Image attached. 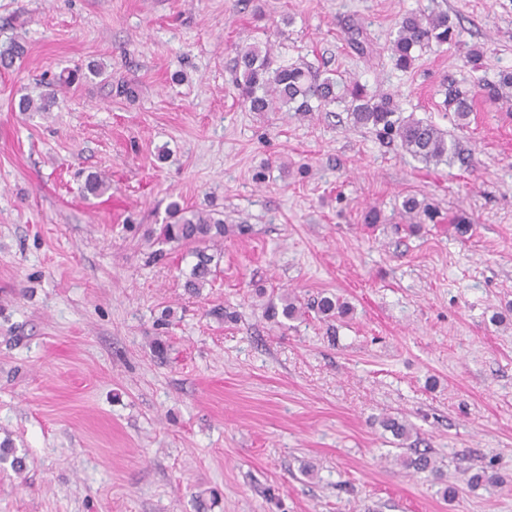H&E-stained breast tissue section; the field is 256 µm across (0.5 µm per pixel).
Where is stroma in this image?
Returning <instances> with one entry per match:
<instances>
[{"label":"stroma","instance_id":"1","mask_svg":"<svg viewBox=\"0 0 512 512\" xmlns=\"http://www.w3.org/2000/svg\"><path fill=\"white\" fill-rule=\"evenodd\" d=\"M428 5L461 41L397 69V24ZM14 36L0 442L25 467L0 462V512H512V103L478 99L461 127L441 93L512 71V0H0V44ZM266 38L392 94L459 159L422 162L353 126L343 102L246 111L235 48ZM92 61L104 75L50 111H15ZM93 173L99 197L84 192ZM407 197L428 214L406 213ZM174 200L226 228L196 295L188 249L149 235ZM285 293L349 311L268 321ZM386 417L412 425L442 480L402 465ZM482 470L496 484L469 486Z\"/></svg>","mask_w":512,"mask_h":512}]
</instances>
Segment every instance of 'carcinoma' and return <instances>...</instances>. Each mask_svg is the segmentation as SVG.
I'll use <instances>...</instances> for the list:
<instances>
[{"label":"carcinoma","mask_w":512,"mask_h":512,"mask_svg":"<svg viewBox=\"0 0 512 512\" xmlns=\"http://www.w3.org/2000/svg\"><path fill=\"white\" fill-rule=\"evenodd\" d=\"M459 30L448 21L443 11H419L404 17L397 26L392 41L391 55L398 68L406 69L415 60L414 52L436 43L438 45L458 41ZM25 47L13 39L0 46V67L9 69L14 61L23 56ZM232 72L234 87L244 108L250 112L308 113L314 107H327L338 100L348 101V112L356 127H372L376 132L398 141L399 146L412 156L426 163H439L453 155L455 145L448 143L447 133L431 122L403 117L394 98L389 94L370 95L358 81L344 82L336 74L322 73L311 66H300L282 60L273 51L270 42H253L236 48ZM103 68L92 64L87 71H69L56 78V86H68L79 77L88 78L102 75ZM488 97L512 101V72L500 75L495 83L484 84ZM317 105H312V102ZM56 102L55 92L41 93L38 97L22 95L17 103L20 112H48ZM444 103L454 113L457 121L464 123L473 112V99L470 95L449 83L445 88ZM169 222L161 225L158 238L164 242H175L191 247L196 258L185 283L192 293L200 288L213 275V264L221 255L224 243V220L209 213H202L172 202L168 206ZM301 312L295 300L281 297V307L269 303L265 309L268 318L278 316L295 318ZM405 466L417 473H430L441 478L440 469L430 456L419 453L405 460Z\"/></svg>","instance_id":"1"}]
</instances>
